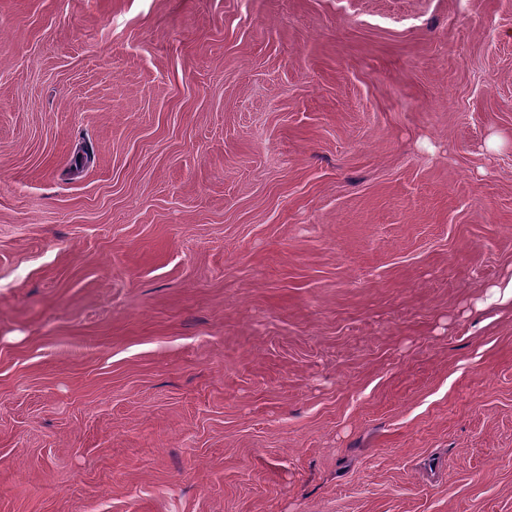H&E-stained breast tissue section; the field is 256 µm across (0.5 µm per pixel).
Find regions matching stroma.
Returning a JSON list of instances; mask_svg holds the SVG:
<instances>
[{
    "mask_svg": "<svg viewBox=\"0 0 512 512\" xmlns=\"http://www.w3.org/2000/svg\"><path fill=\"white\" fill-rule=\"evenodd\" d=\"M512 0H0V512H512Z\"/></svg>",
    "mask_w": 512,
    "mask_h": 512,
    "instance_id": "stroma-1",
    "label": "stroma"
}]
</instances>
